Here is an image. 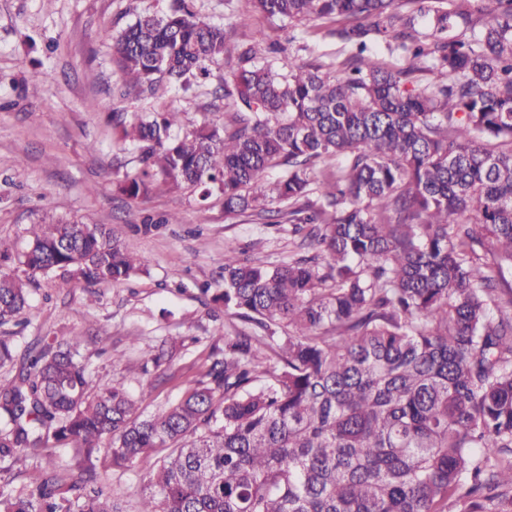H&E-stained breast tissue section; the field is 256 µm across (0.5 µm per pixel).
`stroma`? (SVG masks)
I'll use <instances>...</instances> for the list:
<instances>
[{"mask_svg":"<svg viewBox=\"0 0 512 512\" xmlns=\"http://www.w3.org/2000/svg\"><path fill=\"white\" fill-rule=\"evenodd\" d=\"M169 0H0V242L13 252L27 246L25 230L45 219L78 220L110 227L129 250L147 258L146 271L119 285L95 286L51 276L30 286L31 320L20 343L38 336H83L90 366L138 397L142 416L164 410L186 388L214 343L216 331L235 335L239 318L219 313L203 286L219 287L224 244L244 258L277 265L299 256L291 224H260L228 215L213 197L200 204L189 189L156 182L132 200L117 188L137 168L135 153L117 141L112 114L178 112L183 129L223 123L224 73L236 67L235 47L251 48L257 64L288 73L301 65L332 68L352 53L334 37L332 18L272 23L250 0H192L197 15L224 26L233 52L212 65L208 79L184 91L160 87L156 96L120 95L111 36L139 15ZM51 72L41 81L43 72ZM176 223H168V216ZM194 337L166 367L164 383L150 396L141 371L163 339ZM156 462L143 457L127 471H107L104 485L136 512L146 477Z\"/></svg>","mask_w":512,"mask_h":512,"instance_id":"1","label":"stroma"}]
</instances>
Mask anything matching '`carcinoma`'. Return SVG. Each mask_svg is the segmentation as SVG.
Here are the masks:
<instances>
[{
	"mask_svg": "<svg viewBox=\"0 0 512 512\" xmlns=\"http://www.w3.org/2000/svg\"><path fill=\"white\" fill-rule=\"evenodd\" d=\"M268 18H339L342 75L250 64L224 79L222 125L183 134L179 112L127 118L140 168L228 215L286 219L317 254L243 262L224 245V310L262 330L210 347L178 400L143 417L81 336L16 344L38 275L121 283L147 260L104 224H32L0 269V472L70 446L75 469L0 484V512H124L101 482L164 454L136 512H512V0H252ZM428 20L432 33L416 29ZM463 22L472 37H448ZM379 36L408 53L393 72ZM126 84L153 96L211 76L224 27L189 0L117 37ZM435 79L408 87L423 70ZM281 166L272 186L266 171ZM318 192L312 202L309 195Z\"/></svg>",
	"mask_w": 512,
	"mask_h": 512,
	"instance_id": "cac0c4a2",
	"label": "carcinoma"
}]
</instances>
